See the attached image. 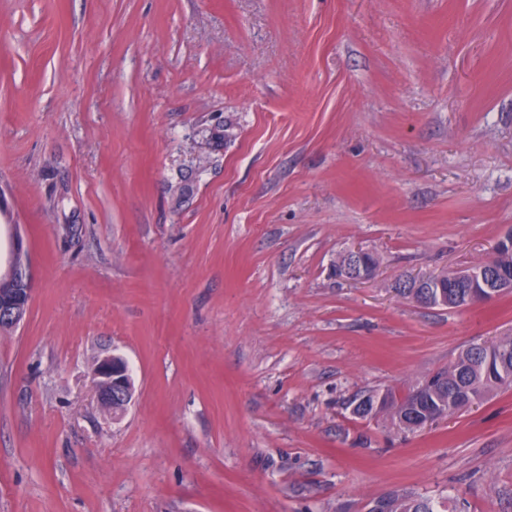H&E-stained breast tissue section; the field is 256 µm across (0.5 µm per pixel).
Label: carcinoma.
Wrapping results in <instances>:
<instances>
[{
	"label": "carcinoma",
	"instance_id": "1",
	"mask_svg": "<svg viewBox=\"0 0 512 512\" xmlns=\"http://www.w3.org/2000/svg\"><path fill=\"white\" fill-rule=\"evenodd\" d=\"M491 278L504 274L512 276V251L500 250L492 258L479 264ZM398 293L416 300L422 296L431 298L441 292L447 307L461 308L473 303V288L451 278L433 281L425 288H416L410 280L399 281ZM512 387V336H503L491 347L473 344L463 350L456 360L440 368L408 388L402 397L388 390L384 407L375 409L380 395L378 391H366L356 395L350 405L352 414L360 419L386 416L401 429L415 430L437 419L459 412L477 400H481L499 388ZM379 512H438L429 499H409L388 495L376 499Z\"/></svg>",
	"mask_w": 512,
	"mask_h": 512
}]
</instances>
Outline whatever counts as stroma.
Listing matches in <instances>:
<instances>
[{"mask_svg": "<svg viewBox=\"0 0 512 512\" xmlns=\"http://www.w3.org/2000/svg\"><path fill=\"white\" fill-rule=\"evenodd\" d=\"M511 227L512 0H0V512H512V388L414 432L349 407L512 336V294L395 290ZM19 280H22L27 288H0V330H11L22 322L31 295V274L26 252L22 238L16 233L8 267L3 273L0 270V285L2 281L17 284ZM345 253L348 254L354 261V267L353 268H346L344 270V275L351 280H358L361 281H367L374 277V275L377 272L378 267H367L365 268L364 265L357 263L358 260H360L363 255H365L366 251L361 248H352L348 249ZM378 262V259L371 254L365 255V263L366 265L374 264ZM421 277L410 279L417 283V285L421 284L424 281L429 280L430 278ZM416 279V280H415ZM409 279L399 281L398 288L396 290L398 293L404 298L411 299L412 301L419 299L420 296H424L425 298L430 299L432 296H435L439 290L442 291L443 295L447 300V308H461L470 306L473 303V299L471 296L472 288L470 285L464 282H458L456 280H451L450 273L448 272V278L442 279L440 281H432L427 284V288H413L414 284L410 282ZM449 284V288H448ZM100 404L117 417L132 401L134 387L125 362L117 356L102 357L95 369ZM117 415V416H116ZM378 503V512H438L430 499H409L397 495L380 497L373 501Z\"/></svg>", "mask_w": 512, "mask_h": 512, "instance_id": "1", "label": "stroma"}]
</instances>
